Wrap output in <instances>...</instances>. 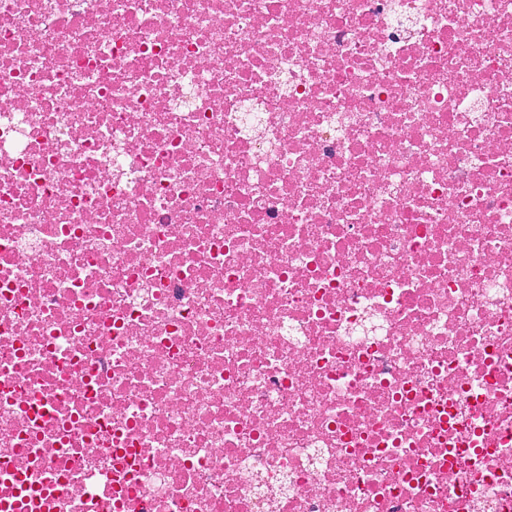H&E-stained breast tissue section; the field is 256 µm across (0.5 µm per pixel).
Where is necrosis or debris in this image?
<instances>
[{"label": "necrosis or debris", "mask_w": 512, "mask_h": 512, "mask_svg": "<svg viewBox=\"0 0 512 512\" xmlns=\"http://www.w3.org/2000/svg\"><path fill=\"white\" fill-rule=\"evenodd\" d=\"M512 512V0H0V512Z\"/></svg>", "instance_id": "4bbe7bcc"}]
</instances>
